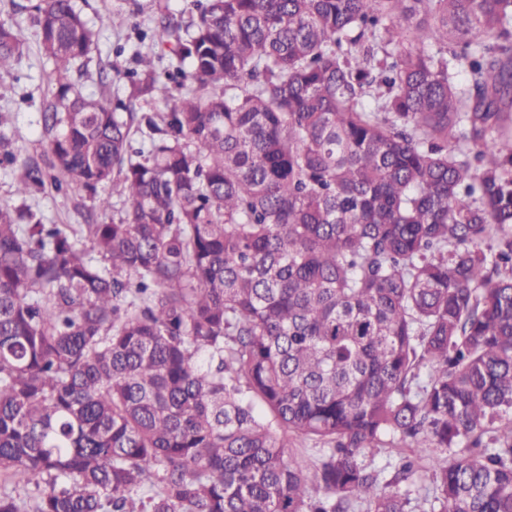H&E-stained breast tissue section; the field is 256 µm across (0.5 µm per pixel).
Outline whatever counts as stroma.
Segmentation results:
<instances>
[{
    "mask_svg": "<svg viewBox=\"0 0 512 512\" xmlns=\"http://www.w3.org/2000/svg\"><path fill=\"white\" fill-rule=\"evenodd\" d=\"M36 0H15L14 7L0 9V16L12 18L21 29L24 53L18 64L0 73V113L8 123L4 128L13 140L12 148L19 161L0 164V202L20 210H29L47 224L84 223L87 210L96 206L90 197L69 188L35 190L17 196L15 185L21 174L20 161H42L46 139L41 114L52 99V86L47 80L53 63L42 52L37 31L32 23ZM77 7L89 26H96L99 16L110 15V25L99 33V40L88 58L75 65L72 79L85 93L107 91L111 99L133 101L140 113L162 111L160 103L133 98L140 68L135 58L147 53L157 59L159 73L171 72L172 58L165 45L155 37L160 16L188 23L191 0H76Z\"/></svg>",
    "mask_w": 512,
    "mask_h": 512,
    "instance_id": "obj_1",
    "label": "stroma"
}]
</instances>
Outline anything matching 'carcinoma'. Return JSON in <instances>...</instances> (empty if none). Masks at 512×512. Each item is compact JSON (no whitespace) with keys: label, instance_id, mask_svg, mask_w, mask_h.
<instances>
[{"label":"carcinoma","instance_id":"carcinoma-1","mask_svg":"<svg viewBox=\"0 0 512 512\" xmlns=\"http://www.w3.org/2000/svg\"><path fill=\"white\" fill-rule=\"evenodd\" d=\"M193 6L157 31L181 82L136 56L160 123L74 91L94 32L34 6L49 163L15 193L129 208L91 256L0 206V512H512V0ZM405 442L439 453L381 483ZM279 437L287 446V456H290V459L296 460L304 468L305 472L312 476L318 448H313L311 444L301 442L294 434L288 433V431L280 432Z\"/></svg>","mask_w":512,"mask_h":512}]
</instances>
